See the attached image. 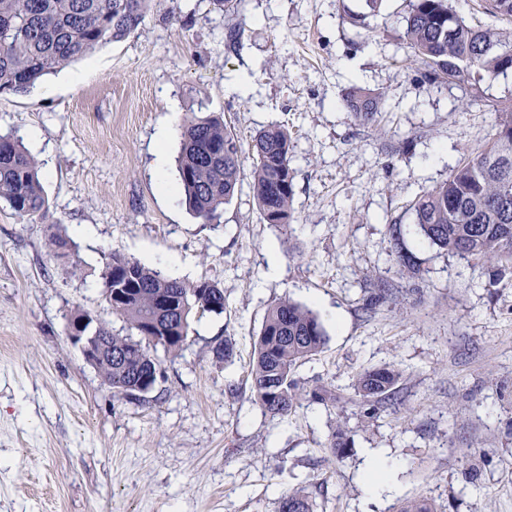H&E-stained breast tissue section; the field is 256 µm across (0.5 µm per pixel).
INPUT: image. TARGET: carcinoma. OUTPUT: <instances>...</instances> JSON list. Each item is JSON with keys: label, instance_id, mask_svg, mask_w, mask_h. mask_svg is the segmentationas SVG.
I'll use <instances>...</instances> for the list:
<instances>
[{"label": "carcinoma", "instance_id": "obj_1", "mask_svg": "<svg viewBox=\"0 0 512 512\" xmlns=\"http://www.w3.org/2000/svg\"><path fill=\"white\" fill-rule=\"evenodd\" d=\"M152 0H0V95L27 93L44 77L100 46L120 42L143 22ZM484 9L506 28L469 23L449 0H412L403 38L410 60L429 82L459 81L478 88L505 74L512 62V0H483ZM381 95L353 88L344 99L362 123L375 121ZM251 162L253 197L269 224L289 223L294 172L288 132L270 126L256 133L244 151L224 121L191 118L183 126L177 169L184 200L195 218L210 223L238 190L241 170ZM0 201L21 220L47 210L39 164L22 143L0 134ZM416 226L430 243L452 255L490 264L512 261V105L497 112L496 132L448 178L414 203ZM112 289V311L142 335L139 342L112 333V363L96 370L112 390L137 397L165 379L158 348L172 356L183 350L189 319L201 312L222 314L224 290L209 280L169 278L114 254L102 271ZM155 336L151 343L148 337ZM325 331L312 311L283 300L272 305L254 345L251 391L272 416L287 417L300 398L295 369L316 355ZM400 372L390 367L358 374L357 391L380 404L394 392ZM278 512H313L309 496L296 491L281 499Z\"/></svg>", "mask_w": 512, "mask_h": 512}]
</instances>
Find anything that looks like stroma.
I'll return each mask as SVG.
<instances>
[{
  "mask_svg": "<svg viewBox=\"0 0 512 512\" xmlns=\"http://www.w3.org/2000/svg\"><path fill=\"white\" fill-rule=\"evenodd\" d=\"M408 11L409 0L371 14L365 0H239L229 14L211 0H152L125 41L0 96V133L36 158L49 203L28 222L0 204V512H278L300 488L314 512L423 499L439 512H512V269L432 245L411 208L493 137L512 75L478 90L428 82L406 62ZM235 77L248 95L225 93ZM355 86L383 93L376 122L343 108ZM193 116L222 118L245 144L267 126L288 131L290 223L261 219L247 168L211 224L163 191L156 153L177 181ZM52 232L69 257L49 252ZM114 254L224 290L223 314L192 317L183 350L161 357L165 383L138 399L115 395L67 334L85 311L137 338L105 297ZM281 300L326 332L296 369L306 394L285 418L249 388L254 342ZM218 337L233 341L231 361L215 358ZM382 366L401 378L374 408L354 382ZM340 422L351 449L338 456ZM372 457L391 467L393 490L373 491Z\"/></svg>",
  "mask_w": 512,
  "mask_h": 512,
  "instance_id": "obj_1",
  "label": "stroma"
}]
</instances>
